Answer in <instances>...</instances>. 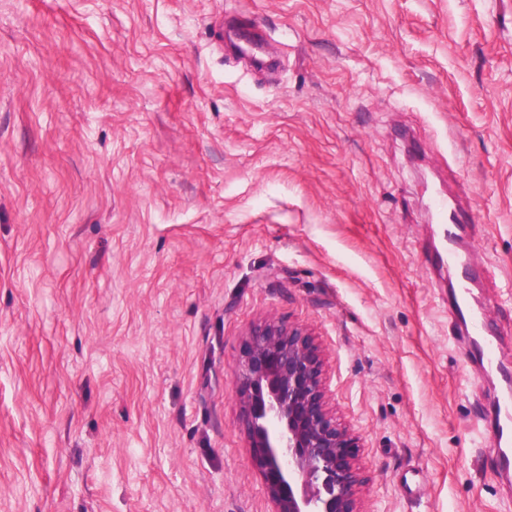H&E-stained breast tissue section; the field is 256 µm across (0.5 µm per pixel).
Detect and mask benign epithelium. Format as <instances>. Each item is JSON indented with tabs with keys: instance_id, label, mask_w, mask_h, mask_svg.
I'll use <instances>...</instances> for the list:
<instances>
[{
	"instance_id": "7a95c632",
	"label": "benign epithelium",
	"mask_w": 512,
	"mask_h": 512,
	"mask_svg": "<svg viewBox=\"0 0 512 512\" xmlns=\"http://www.w3.org/2000/svg\"><path fill=\"white\" fill-rule=\"evenodd\" d=\"M236 375L275 512H356L354 444L326 408L307 331L275 320L252 328Z\"/></svg>"
}]
</instances>
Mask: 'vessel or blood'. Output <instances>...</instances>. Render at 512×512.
I'll return each instance as SVG.
<instances>
[{
  "instance_id": "1",
  "label": "vessel or blood",
  "mask_w": 512,
  "mask_h": 512,
  "mask_svg": "<svg viewBox=\"0 0 512 512\" xmlns=\"http://www.w3.org/2000/svg\"><path fill=\"white\" fill-rule=\"evenodd\" d=\"M437 212L438 244L426 252L425 262L430 269L448 274L454 312L468 342V363L483 375H496L499 381V390L488 403L487 422L497 471L512 485V359L506 357L501 338L491 330L475 299L478 268L471 254L460 251L461 246H472L473 225L449 202H438Z\"/></svg>"
}]
</instances>
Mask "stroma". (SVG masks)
Returning <instances> with one entry per match:
<instances>
[{
    "label": "stroma",
    "mask_w": 512,
    "mask_h": 512,
    "mask_svg": "<svg viewBox=\"0 0 512 512\" xmlns=\"http://www.w3.org/2000/svg\"><path fill=\"white\" fill-rule=\"evenodd\" d=\"M439 197L512 346V0H0V512H273L235 373L268 319L358 512H512Z\"/></svg>",
    "instance_id": "35a3bbf8"
}]
</instances>
